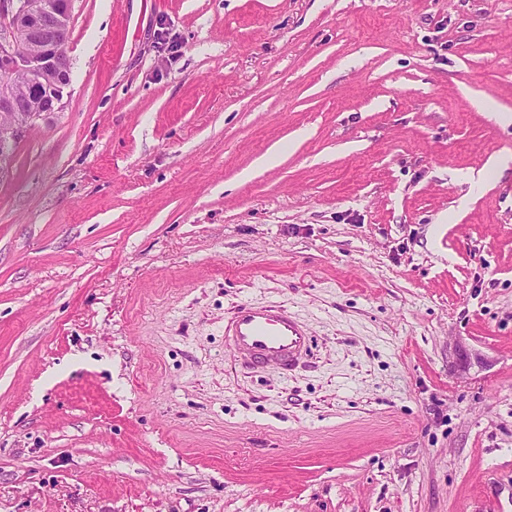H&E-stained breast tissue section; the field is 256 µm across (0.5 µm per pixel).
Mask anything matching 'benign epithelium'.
Instances as JSON below:
<instances>
[{
  "mask_svg": "<svg viewBox=\"0 0 512 512\" xmlns=\"http://www.w3.org/2000/svg\"><path fill=\"white\" fill-rule=\"evenodd\" d=\"M71 0H0V175L41 117L64 107Z\"/></svg>",
  "mask_w": 512,
  "mask_h": 512,
  "instance_id": "7a95c632",
  "label": "benign epithelium"
}]
</instances>
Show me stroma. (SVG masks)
Wrapping results in <instances>:
<instances>
[{"instance_id": "obj_1", "label": "stroma", "mask_w": 512, "mask_h": 512, "mask_svg": "<svg viewBox=\"0 0 512 512\" xmlns=\"http://www.w3.org/2000/svg\"><path fill=\"white\" fill-rule=\"evenodd\" d=\"M70 29L0 174V512H512V166L467 179L512 156V0ZM244 301L295 368L226 344ZM234 349L256 365L289 366L307 355L312 335L285 309L240 303L225 328Z\"/></svg>"}]
</instances>
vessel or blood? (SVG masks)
<instances>
[{"mask_svg":"<svg viewBox=\"0 0 512 512\" xmlns=\"http://www.w3.org/2000/svg\"><path fill=\"white\" fill-rule=\"evenodd\" d=\"M225 332L235 350L254 364L287 366L307 355L312 335L284 309L240 303Z\"/></svg>","mask_w":512,"mask_h":512,"instance_id":"vessel-or-blood-1","label":"vessel or blood"}]
</instances>
